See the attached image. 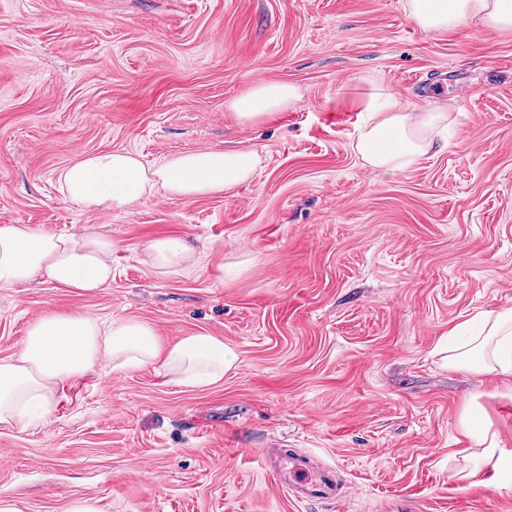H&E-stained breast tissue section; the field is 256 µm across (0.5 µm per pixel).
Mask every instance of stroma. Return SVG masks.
I'll list each match as a JSON object with an SVG mask.
<instances>
[{
    "label": "stroma",
    "mask_w": 512,
    "mask_h": 512,
    "mask_svg": "<svg viewBox=\"0 0 512 512\" xmlns=\"http://www.w3.org/2000/svg\"><path fill=\"white\" fill-rule=\"evenodd\" d=\"M406 0H0V224L110 236L112 284L0 288V359L47 311L149 323L161 344L224 339L213 387L151 367L104 368L66 388L36 431L0 425V490L23 512H512L473 484L461 410L477 397L512 456L499 379L446 367L451 328L512 308V31L428 35ZM297 102L253 124L228 107L258 81ZM377 84L411 109L451 105L413 169L373 172L353 151ZM252 149L250 181L218 195H153L125 213L66 202L79 154L148 165ZM181 237L166 277L148 240ZM304 452L351 489L342 510L297 502L260 451ZM144 262L158 276H168L188 266L194 251L186 240L178 237L152 239L143 246Z\"/></svg>",
    "instance_id": "stroma-1"
}]
</instances>
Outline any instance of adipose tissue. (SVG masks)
<instances>
[{
    "mask_svg": "<svg viewBox=\"0 0 512 512\" xmlns=\"http://www.w3.org/2000/svg\"><path fill=\"white\" fill-rule=\"evenodd\" d=\"M406 11L424 33L439 34L471 25L512 30V0H406ZM295 88L280 81L254 83L245 97L230 102L239 119L251 122L295 104ZM361 109L366 119L353 143L364 165L374 172H402L415 167L448 127L447 107L410 110L371 86ZM260 165L252 150L204 149L147 165L130 151L79 155L58 174L65 201L95 212H125L143 197H201L234 190L250 180ZM111 238L93 232L71 235L39 233L26 224H0V288L44 280L79 293L109 288ZM149 268L167 276L188 266L194 251L178 237L152 239L143 246ZM456 344L445 364L501 380V396L512 399V309L488 316L478 332L460 324L448 333ZM237 356L223 339L191 333L161 345L153 327L133 318L102 322L87 314L45 313L30 325L18 353L0 360V425L23 429L46 424L58 390L95 372L99 364L116 371L157 367L179 387L214 386L235 365ZM460 426L479 456L492 459L497 434L480 418L476 400H468Z\"/></svg>",
    "mask_w": 512,
    "mask_h": 512,
    "instance_id": "1",
    "label": "adipose tissue"
}]
</instances>
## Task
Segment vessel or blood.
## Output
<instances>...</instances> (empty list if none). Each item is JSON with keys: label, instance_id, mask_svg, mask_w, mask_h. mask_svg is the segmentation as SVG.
<instances>
[{"label": "vessel or blood", "instance_id": "1", "mask_svg": "<svg viewBox=\"0 0 512 512\" xmlns=\"http://www.w3.org/2000/svg\"><path fill=\"white\" fill-rule=\"evenodd\" d=\"M274 470L282 490L298 501L322 498L340 504L350 495L348 486L337 481L335 468L313 467L303 455H281Z\"/></svg>", "mask_w": 512, "mask_h": 512}]
</instances>
